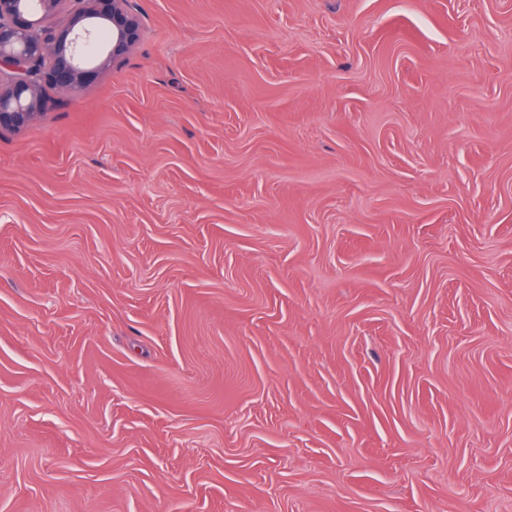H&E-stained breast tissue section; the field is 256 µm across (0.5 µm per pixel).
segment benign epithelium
Instances as JSON below:
<instances>
[{
	"mask_svg": "<svg viewBox=\"0 0 512 512\" xmlns=\"http://www.w3.org/2000/svg\"><path fill=\"white\" fill-rule=\"evenodd\" d=\"M64 4L68 24L48 30L47 17ZM139 31L128 0H0V126H27L42 109L40 82L82 85L91 52L105 53L99 66L107 67Z\"/></svg>",
	"mask_w": 512,
	"mask_h": 512,
	"instance_id": "obj_1",
	"label": "benign epithelium"
}]
</instances>
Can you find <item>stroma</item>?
<instances>
[{
    "instance_id": "1",
    "label": "stroma",
    "mask_w": 512,
    "mask_h": 512,
    "mask_svg": "<svg viewBox=\"0 0 512 512\" xmlns=\"http://www.w3.org/2000/svg\"><path fill=\"white\" fill-rule=\"evenodd\" d=\"M0 127V512H512V0H130Z\"/></svg>"
}]
</instances>
